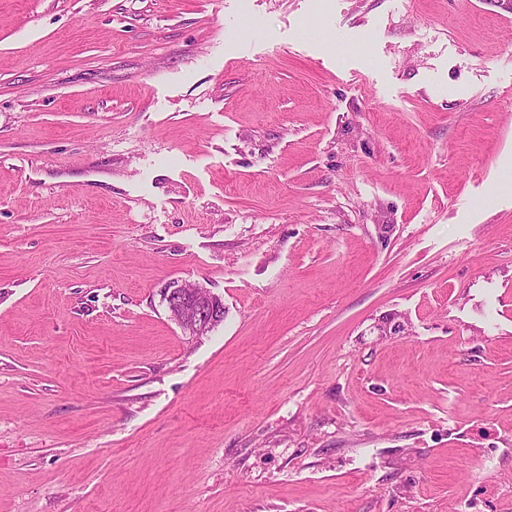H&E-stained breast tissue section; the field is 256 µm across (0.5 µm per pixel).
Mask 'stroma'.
Listing matches in <instances>:
<instances>
[{"instance_id":"1","label":"stroma","mask_w":512,"mask_h":512,"mask_svg":"<svg viewBox=\"0 0 512 512\" xmlns=\"http://www.w3.org/2000/svg\"><path fill=\"white\" fill-rule=\"evenodd\" d=\"M0 512H512V13L0 0ZM203 293L178 283L164 290L171 317L192 336L203 335L224 318V306L213 297L206 300Z\"/></svg>"}]
</instances>
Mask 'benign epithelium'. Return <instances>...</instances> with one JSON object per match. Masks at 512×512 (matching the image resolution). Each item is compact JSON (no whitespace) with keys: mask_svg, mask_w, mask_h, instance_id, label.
<instances>
[{"mask_svg":"<svg viewBox=\"0 0 512 512\" xmlns=\"http://www.w3.org/2000/svg\"><path fill=\"white\" fill-rule=\"evenodd\" d=\"M164 300L171 317L192 336L208 332L224 318V306L204 298L199 288L173 284L164 290Z\"/></svg>","mask_w":512,"mask_h":512,"instance_id":"benign-epithelium-1","label":"benign epithelium"}]
</instances>
